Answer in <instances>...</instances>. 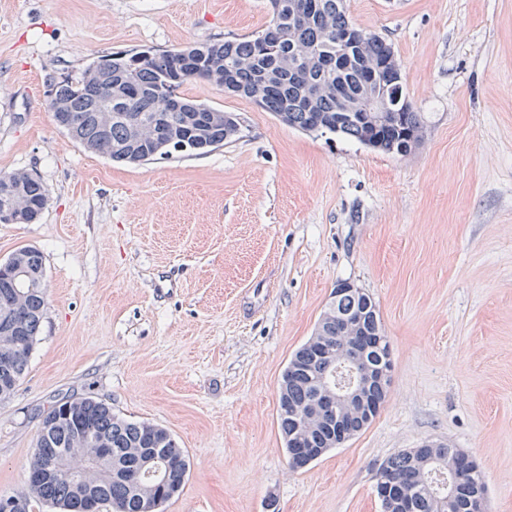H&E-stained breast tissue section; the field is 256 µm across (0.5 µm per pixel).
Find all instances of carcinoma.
Segmentation results:
<instances>
[{"instance_id": "carcinoma-1", "label": "carcinoma", "mask_w": 512, "mask_h": 512, "mask_svg": "<svg viewBox=\"0 0 512 512\" xmlns=\"http://www.w3.org/2000/svg\"><path fill=\"white\" fill-rule=\"evenodd\" d=\"M270 20L262 29L223 42L190 43L180 48L116 51L88 65L80 77L51 83L49 110L67 115V135L84 149L114 162L140 163L172 155L163 133L188 132L205 154L239 136V117L186 97L182 88L203 82L232 97L250 100L283 124L302 131H328L376 151L407 155L423 137L420 113L413 110L400 65L390 44L356 26L346 15V0H267ZM302 60L297 75L288 63ZM373 86L384 92L391 111L385 121L363 120L343 111L347 97ZM175 95L183 110L167 112L164 97ZM10 187L16 210L37 221L47 207L49 190L27 172H0V190ZM29 274L19 285L0 274V323L15 324L23 345L0 330V380L19 383L44 317L46 289L42 253L18 249ZM357 321L360 339L347 344L353 359L374 369L392 363L379 309L373 298L348 281L336 283L313 335L290 358L280 384L278 420L289 465L294 470L316 461L312 449L328 448L331 432L322 399L346 384L347 371L320 355V345L342 335L336 319ZM390 383L377 382L363 392L361 407L342 414L349 436L365 430L383 407ZM70 417L56 422L57 406L44 415L26 489L16 494L18 512L32 502L62 506L84 487L96 497V510L147 512L154 500L177 495L189 469L183 449L168 430L148 422L116 417L112 407L91 396L76 399ZM86 420L92 440L71 444L72 423ZM63 458L59 474L38 478L41 462ZM466 474L456 512H469V499L488 495L476 460L449 444L423 445L387 458L376 480L395 481L409 491V512H445L448 460Z\"/></svg>"}]
</instances>
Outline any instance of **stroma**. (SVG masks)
I'll return each mask as SVG.
<instances>
[{"label":"stroma","mask_w":512,"mask_h":512,"mask_svg":"<svg viewBox=\"0 0 512 512\" xmlns=\"http://www.w3.org/2000/svg\"><path fill=\"white\" fill-rule=\"evenodd\" d=\"M391 44L420 144L404 156L236 113L240 138L144 164L85 151L50 83L101 55L261 29L265 0H0V171L37 175L34 224H0V262L44 255L47 305L0 402V495L21 491L43 415L92 396L169 430L190 468L163 512H381L386 458L443 441L512 512V0H347ZM347 280L392 349L371 425L292 470L278 425L291 355Z\"/></svg>","instance_id":"1"}]
</instances>
